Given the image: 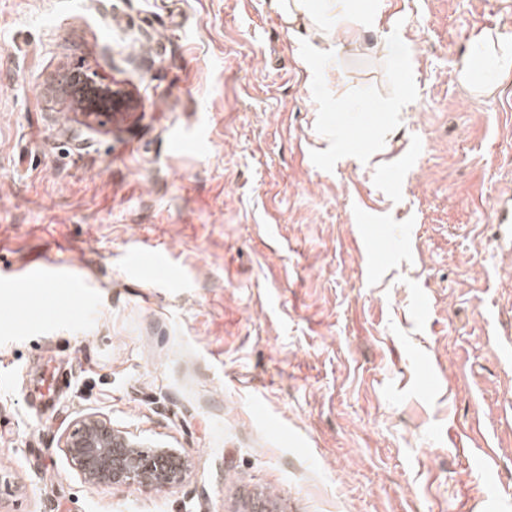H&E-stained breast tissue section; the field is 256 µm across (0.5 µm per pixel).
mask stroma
I'll return each instance as SVG.
<instances>
[{
	"instance_id": "stroma-1",
	"label": "stroma",
	"mask_w": 512,
	"mask_h": 512,
	"mask_svg": "<svg viewBox=\"0 0 512 512\" xmlns=\"http://www.w3.org/2000/svg\"><path fill=\"white\" fill-rule=\"evenodd\" d=\"M383 4L309 73L268 0H0V512H512V72L453 74L512 0ZM90 413L185 478L85 484ZM73 76L77 82H81L82 84H90L101 87L98 89L102 91L104 96L111 100L113 112L127 110L131 106V99L125 96L124 94L117 92V90L112 89L111 84L85 80L84 76L78 73H74Z\"/></svg>"
}]
</instances>
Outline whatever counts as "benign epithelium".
Returning a JSON list of instances; mask_svg holds the SVG:
<instances>
[{
    "mask_svg": "<svg viewBox=\"0 0 512 512\" xmlns=\"http://www.w3.org/2000/svg\"><path fill=\"white\" fill-rule=\"evenodd\" d=\"M74 78L100 87L115 112L131 106V99L112 89L110 84L87 81L78 73ZM100 114L98 107L91 103L75 110V121L84 127L94 126L99 123ZM64 448L83 480L92 485H170L181 481L188 469V461L176 449L146 445L96 414L74 422L65 436Z\"/></svg>",
    "mask_w": 512,
    "mask_h": 512,
    "instance_id": "benign-epithelium-1",
    "label": "benign epithelium"
}]
</instances>
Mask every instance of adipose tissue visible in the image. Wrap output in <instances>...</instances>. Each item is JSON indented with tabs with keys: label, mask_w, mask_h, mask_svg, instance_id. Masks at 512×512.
<instances>
[{
	"label": "adipose tissue",
	"mask_w": 512,
	"mask_h": 512,
	"mask_svg": "<svg viewBox=\"0 0 512 512\" xmlns=\"http://www.w3.org/2000/svg\"><path fill=\"white\" fill-rule=\"evenodd\" d=\"M270 7L288 26L314 30L326 52L343 53L354 46L361 32L380 31L387 22L382 0H270ZM488 35L475 33L456 65L459 83L480 82L492 92L501 72L512 69V36H498L495 54H486Z\"/></svg>",
	"instance_id": "ef3b65f1"
}]
</instances>
